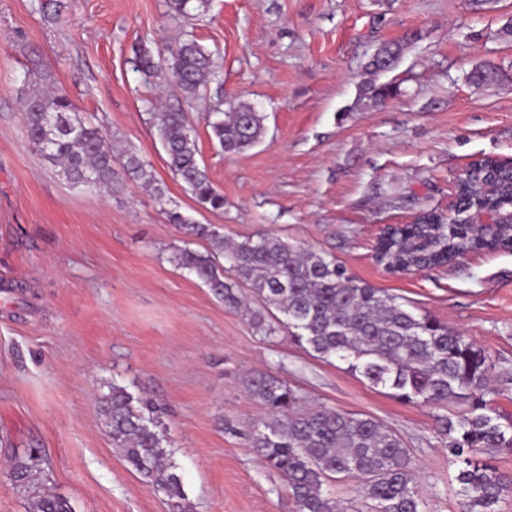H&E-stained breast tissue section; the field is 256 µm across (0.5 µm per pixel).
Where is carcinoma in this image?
Returning <instances> with one entry per match:
<instances>
[{"mask_svg":"<svg viewBox=\"0 0 512 512\" xmlns=\"http://www.w3.org/2000/svg\"><path fill=\"white\" fill-rule=\"evenodd\" d=\"M196 5H191V2ZM209 0H169L171 10L187 16L204 11ZM402 45H383L367 64L379 73V60L390 70ZM134 68L158 84L173 75L188 100L202 95L215 77L212 52L195 39L153 55L146 46L134 52ZM30 90L20 99L29 142L58 174L88 192L112 190L126 175L150 187L158 201L164 188L155 181L145 161L135 152L115 153L106 135L84 122L65 91L50 88L52 74L33 63L27 69ZM389 84L366 82L357 103L375 106L390 97ZM217 102L206 113L210 137L228 154H241L262 141L265 115L245 102ZM155 133L174 177L191 191L199 206L224 210V194L212 184L199 159L195 129L186 113L159 112ZM492 180V195L477 192L478 183ZM490 208L512 211V173L497 168L492 159L481 161L458 194V217ZM168 223L190 238L207 241L204 251L180 248L175 265L201 281L228 309L250 316L253 325L273 336L280 325L290 338L322 359L337 357L370 384L392 390L402 402L442 407L467 405V414L453 421L439 417L447 440L449 464L461 485L459 512H498L503 493L512 490V476L500 471L487 451L512 450V421L503 423L486 396L490 393L493 363L477 344L427 313H415L399 297L356 279L336 258L277 237L259 236L231 242L211 224H200L177 208L165 210ZM463 224H448L435 212L425 213V224L394 229L380 242L381 262L397 270L414 265H452L459 254L480 249ZM263 303L248 307L241 286ZM282 314L265 323L263 311ZM250 394L269 411L270 419L255 430L252 447L277 471L293 501L294 512H345L326 489L348 476L362 479L363 496L374 512H425L419 491L420 474L408 448L390 428L376 419L321 408L306 410L304 397L288 383L259 372L247 381ZM132 404L120 386L100 401V414L110 428L112 445L133 470L149 479L170 502L171 512H192L163 446L164 429L154 417L149 399ZM10 475L15 489L27 496L34 512H73L69 501L50 491L40 451L32 449L12 459Z\"/></svg>","mask_w":512,"mask_h":512,"instance_id":"1","label":"carcinoma"}]
</instances>
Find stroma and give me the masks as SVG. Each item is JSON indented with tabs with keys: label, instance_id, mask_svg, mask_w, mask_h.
<instances>
[{
	"label": "stroma",
	"instance_id": "stroma-1",
	"mask_svg": "<svg viewBox=\"0 0 512 512\" xmlns=\"http://www.w3.org/2000/svg\"><path fill=\"white\" fill-rule=\"evenodd\" d=\"M0 0V512H28L8 463L39 449L54 492L74 512H168L166 499L112 446L99 411L121 386L161 410L167 448L193 512H292L280 475L251 435L267 409L247 389L258 371L297 389L306 407L373 417L409 448L426 512H458L460 485L437 418L465 408L408 404L290 342L171 261L204 250L169 224L179 208L241 241L285 238L327 252L358 279L472 339L490 355V396L512 416V251H482L446 269L393 273L372 250L384 224L448 208L470 162L512 161V0H210L184 17L168 0ZM208 48L218 83L190 103L175 79L145 82L142 43L187 37ZM403 46L380 74L396 91L356 100L365 66ZM37 53L80 115L117 150H132L165 190L136 181L110 192L68 183L34 150L18 91ZM479 63L498 76L468 79ZM266 116L262 142L227 155L202 114L217 96ZM186 113L224 209H199L171 174L156 112Z\"/></svg>",
	"mask_w": 512,
	"mask_h": 512
}]
</instances>
